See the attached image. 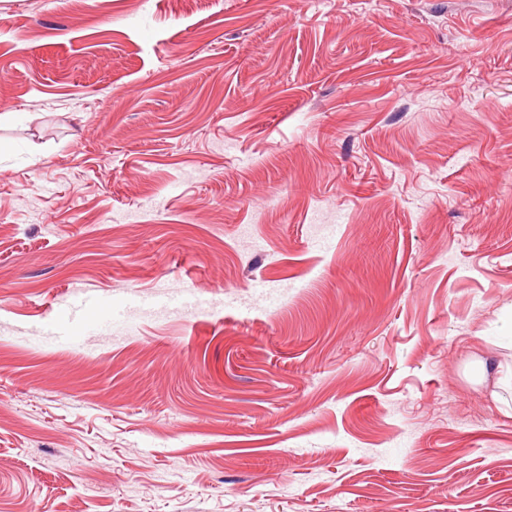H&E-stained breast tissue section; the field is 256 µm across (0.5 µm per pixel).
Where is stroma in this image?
Segmentation results:
<instances>
[{
    "label": "stroma",
    "instance_id": "stroma-1",
    "mask_svg": "<svg viewBox=\"0 0 512 512\" xmlns=\"http://www.w3.org/2000/svg\"><path fill=\"white\" fill-rule=\"evenodd\" d=\"M511 319L512 0H0V512H512Z\"/></svg>",
    "mask_w": 512,
    "mask_h": 512
}]
</instances>
